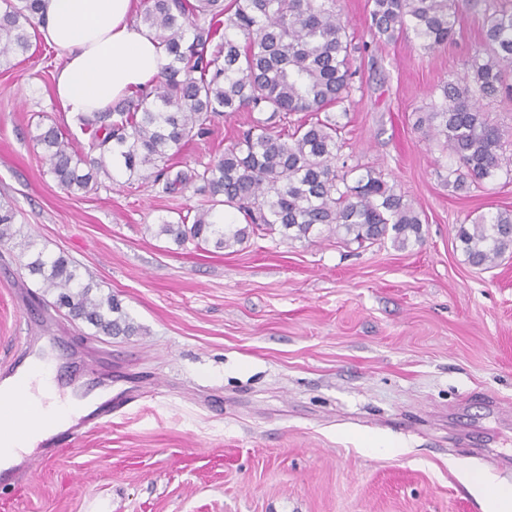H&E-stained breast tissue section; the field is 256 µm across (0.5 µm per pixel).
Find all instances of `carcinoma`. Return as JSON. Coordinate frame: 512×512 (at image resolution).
<instances>
[{"mask_svg":"<svg viewBox=\"0 0 512 512\" xmlns=\"http://www.w3.org/2000/svg\"><path fill=\"white\" fill-rule=\"evenodd\" d=\"M3 2L0 67L30 50L40 10V0ZM457 8L459 0H370V29L388 41L411 33L423 48L435 49L453 37ZM139 18L167 55L155 83L78 117L89 135L85 147L74 146L54 123L36 124L33 140L62 189L86 192L116 169L166 195L193 187L208 195L210 207L157 224V235L179 245L192 241L224 250L257 230L287 239L318 230L360 244L389 238L398 249L422 241L419 212L381 172L336 166L344 125L332 108L349 97L355 72L335 0H145ZM482 38L484 52L469 58L465 77L441 85L439 100L418 121L456 159L457 190L492 180L502 168L503 133L477 102L507 89L512 11L488 16ZM241 111L252 114V127L224 154L200 169H176L172 159L182 146L206 137L216 117ZM294 112H312L315 120L278 131ZM224 207L235 209L245 226L227 217ZM19 234L15 209L1 204L0 249ZM457 238L469 263L491 268L512 249V211L480 215L460 226ZM33 247L28 241L19 258L43 293L53 296V306L103 336L136 332L112 296L92 295L94 283L77 264Z\"/></svg>","mask_w":512,"mask_h":512,"instance_id":"carcinoma-1","label":"carcinoma"}]
</instances>
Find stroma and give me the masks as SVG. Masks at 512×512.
Here are the masks:
<instances>
[{
    "label": "stroma",
    "instance_id": "35a3bbf8",
    "mask_svg": "<svg viewBox=\"0 0 512 512\" xmlns=\"http://www.w3.org/2000/svg\"><path fill=\"white\" fill-rule=\"evenodd\" d=\"M336 9L357 71L342 158L381 170L418 210L422 240L403 249L262 232L226 250L177 245L156 224L206 195L171 198L123 174L59 189L31 136L43 122L87 141L55 97L63 57L36 38L0 70V201L22 236L79 264L136 326L95 335L0 253V368L44 323L125 398L107 429L32 453V477L0 489V512H484L463 469L512 485V251L482 270L457 239L473 218L512 210V101H481L504 132L505 170L466 193L415 125L512 0L462 8L453 41L433 50L379 41L368 0ZM249 126L246 112L216 119L177 165L209 162Z\"/></svg>",
    "mask_w": 512,
    "mask_h": 512
}]
</instances>
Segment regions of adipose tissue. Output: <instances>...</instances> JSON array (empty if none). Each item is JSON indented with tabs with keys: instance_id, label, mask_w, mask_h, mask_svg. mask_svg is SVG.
Here are the masks:
<instances>
[{
	"instance_id": "adipose-tissue-1",
	"label": "adipose tissue",
	"mask_w": 512,
	"mask_h": 512,
	"mask_svg": "<svg viewBox=\"0 0 512 512\" xmlns=\"http://www.w3.org/2000/svg\"><path fill=\"white\" fill-rule=\"evenodd\" d=\"M135 0H41L39 31L60 50L64 63L55 76L62 111L72 116L98 112L132 92L152 84L167 63L164 50L133 20ZM47 423L27 424L19 437L0 445V469L47 438L52 424L67 411L53 401ZM463 476L484 499L488 512H512V485L489 473L467 470Z\"/></svg>"
}]
</instances>
